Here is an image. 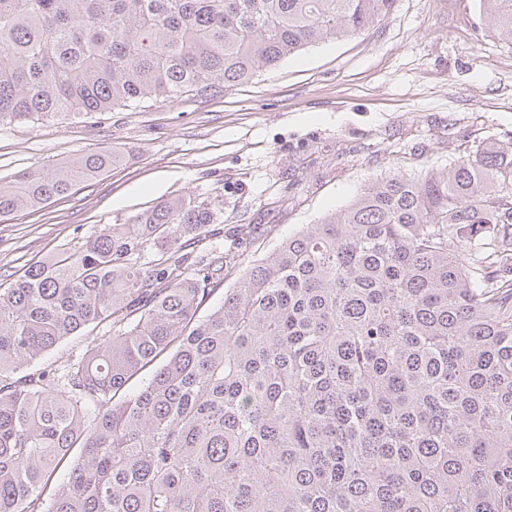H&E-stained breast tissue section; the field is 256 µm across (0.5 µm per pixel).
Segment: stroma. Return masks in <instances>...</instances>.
Returning a JSON list of instances; mask_svg holds the SVG:
<instances>
[{
	"instance_id": "1",
	"label": "stroma",
	"mask_w": 512,
	"mask_h": 512,
	"mask_svg": "<svg viewBox=\"0 0 512 512\" xmlns=\"http://www.w3.org/2000/svg\"><path fill=\"white\" fill-rule=\"evenodd\" d=\"M512 130V46L479 0H397L363 35L303 50L207 97L0 126V182L89 152L112 167L0 218V286L161 202L212 200L225 285L304 225L401 171L441 168L472 137Z\"/></svg>"
}]
</instances>
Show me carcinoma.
<instances>
[{
	"label": "carcinoma",
	"instance_id": "cac0c4a2",
	"mask_svg": "<svg viewBox=\"0 0 512 512\" xmlns=\"http://www.w3.org/2000/svg\"><path fill=\"white\" fill-rule=\"evenodd\" d=\"M395 2L0 0V125L226 91ZM480 8L512 44V0ZM119 157L17 174L0 217ZM217 220L170 199L0 290V512H512V132L372 184L201 317Z\"/></svg>",
	"mask_w": 512,
	"mask_h": 512
}]
</instances>
